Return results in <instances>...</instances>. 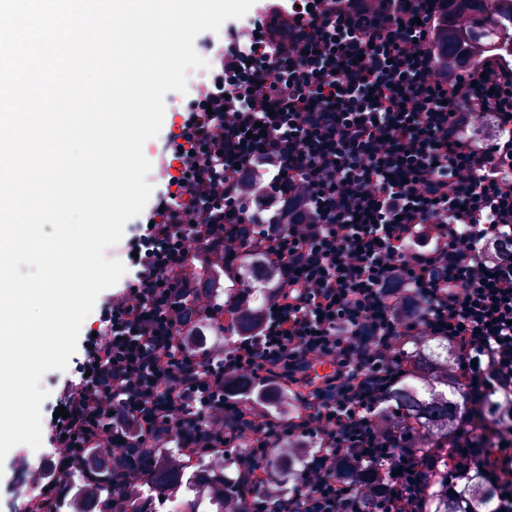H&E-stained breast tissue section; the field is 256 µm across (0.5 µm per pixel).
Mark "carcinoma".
<instances>
[{
    "mask_svg": "<svg viewBox=\"0 0 512 512\" xmlns=\"http://www.w3.org/2000/svg\"><path fill=\"white\" fill-rule=\"evenodd\" d=\"M448 33L434 42L432 49L440 62L454 72L478 65L485 57L497 56L502 63L512 61V0H448ZM242 282L256 284L261 297L270 291V275L261 258L247 259L241 269ZM234 333L248 336L259 327L263 305L251 304L240 293ZM224 328L203 324L195 342L198 348L213 349L222 344ZM412 357L417 376L401 384L391 404L406 412L414 426L407 430L410 447L427 449L443 438L467 406L466 392L449 378L453 359L448 345L423 341L413 346ZM224 397L251 402L265 413L285 417L297 407L295 392L274 382L257 386L247 375H240L224 385ZM484 411L512 432V399L497 394L488 397ZM311 451V444L295 442L281 449L269 461L280 490L288 492L285 473H293ZM106 451L91 450L87 468L96 473L95 489L88 488L85 474L71 479L72 493L51 498V512H95L98 504L112 495V474L104 463ZM231 458L220 453L186 467L177 449L169 448L155 463L137 460L131 463L136 475L145 476L144 493L128 505V512H200L204 501L215 512H247L236 500L234 478L224 473ZM355 481L370 495L380 488L381 477L370 469L355 475ZM431 512H499L495 490L479 479L456 486L448 481L430 491Z\"/></svg>",
    "mask_w": 512,
    "mask_h": 512,
    "instance_id": "1",
    "label": "carcinoma"
}]
</instances>
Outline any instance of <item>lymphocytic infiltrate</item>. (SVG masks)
Instances as JSON below:
<instances>
[{
    "instance_id": "obj_1",
    "label": "lymphocytic infiltrate",
    "mask_w": 512,
    "mask_h": 512,
    "mask_svg": "<svg viewBox=\"0 0 512 512\" xmlns=\"http://www.w3.org/2000/svg\"><path fill=\"white\" fill-rule=\"evenodd\" d=\"M446 0H257L259 27L208 41L207 80L194 87L183 142L159 155L167 190L111 290L77 375L57 384L67 417L44 442L56 463L48 490L110 448L115 495L131 461L171 443L199 460L244 450L238 484L261 512H363L352 475L378 469L372 512H427L435 454L408 448L399 414L379 415L410 344L447 342L471 411L449 436L448 480L484 472L512 512V436L485 421L492 391L512 393V70L491 60L446 73L428 49ZM485 120L491 138L468 133ZM265 183L261 220L244 186ZM262 257L272 293L260 328L226 334L212 354L190 346L195 319L231 324L207 301L201 266ZM328 364L322 375L315 364ZM286 375L298 411L258 420L224 400L239 374ZM312 440L294 490L265 501L269 459Z\"/></svg>"
}]
</instances>
